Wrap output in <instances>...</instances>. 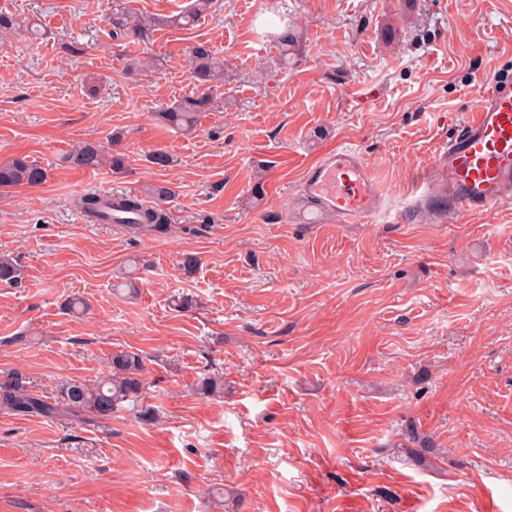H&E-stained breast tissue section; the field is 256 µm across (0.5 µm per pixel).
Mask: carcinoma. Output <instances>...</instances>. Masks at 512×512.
<instances>
[{
	"label": "carcinoma",
	"mask_w": 512,
	"mask_h": 512,
	"mask_svg": "<svg viewBox=\"0 0 512 512\" xmlns=\"http://www.w3.org/2000/svg\"><path fill=\"white\" fill-rule=\"evenodd\" d=\"M132 0H115L112 10V32L124 36L131 42L143 38L145 19L130 6ZM213 0H194L192 6L169 20L176 28H188L211 8ZM24 29L37 35L33 25L15 15L0 13V32ZM191 74L201 93L189 96L156 113L162 124L179 131H195L201 113L216 109L212 92L224 84V60L205 42L192 45L188 51ZM105 152L101 146L82 143L68 156V161L86 169L102 166ZM48 171L40 164L26 158H16L0 165V187L20 185L34 187L46 182ZM144 197L120 195L103 198L85 195L76 205L86 216L101 224L114 223V216L124 215L120 221L128 233L140 235L145 232L164 234L168 230L170 216L165 204L174 195V190L165 182L146 185ZM20 274L17 265L9 258L0 256V282L15 284ZM144 370L142 357L132 351L121 350L112 354L111 372L93 382L70 381L59 387L55 396H39L31 392L23 375L12 372L0 383V410L18 416H41L45 418H70L90 415L107 420L118 407L135 401L141 394ZM194 390L201 397H214L224 393V375L213 373L199 378Z\"/></svg>",
	"instance_id": "obj_1"
}]
</instances>
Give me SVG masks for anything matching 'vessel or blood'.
<instances>
[{"mask_svg": "<svg viewBox=\"0 0 512 512\" xmlns=\"http://www.w3.org/2000/svg\"><path fill=\"white\" fill-rule=\"evenodd\" d=\"M301 186L298 210L304 224L328 215L343 224H369L386 207L373 169L347 148L321 154L305 169ZM419 190L424 199L447 201L444 216L452 223L512 200V74L498 76L438 144Z\"/></svg>", "mask_w": 512, "mask_h": 512, "instance_id": "vessel-or-blood-1", "label": "vessel or blood"}]
</instances>
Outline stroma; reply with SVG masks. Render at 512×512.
I'll return each mask as SVG.
<instances>
[{"label": "stroma", "instance_id": "obj_1", "mask_svg": "<svg viewBox=\"0 0 512 512\" xmlns=\"http://www.w3.org/2000/svg\"><path fill=\"white\" fill-rule=\"evenodd\" d=\"M114 2L0 0L41 30L0 32V164L48 171L0 188V255L23 273L0 283V382L51 396L128 350L145 386L104 421L0 412V512H512V203L441 224V201H414L453 120L512 73V0H218L188 29L167 19L190 0H134L155 23L131 44ZM197 42L224 59V106L183 135L154 114L192 95ZM86 141L124 169L67 163ZM337 146L390 214L295 223L305 168ZM160 181L163 236L73 204ZM214 371L223 397H199ZM412 433L430 453L407 454ZM48 171L35 161L25 157L15 158L11 162L0 165V187L8 188L20 185L34 187L46 182Z\"/></svg>", "mask_w": 512, "mask_h": 512}]
</instances>
